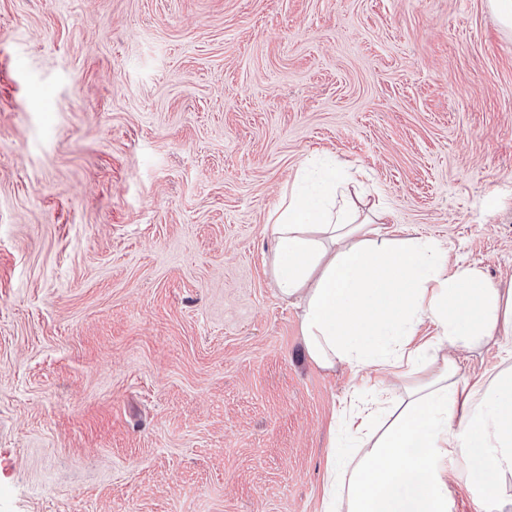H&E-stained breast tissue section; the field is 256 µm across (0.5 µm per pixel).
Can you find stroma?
<instances>
[{"label": "stroma", "instance_id": "1", "mask_svg": "<svg viewBox=\"0 0 512 512\" xmlns=\"http://www.w3.org/2000/svg\"><path fill=\"white\" fill-rule=\"evenodd\" d=\"M512 288L488 0H0V512H322L377 382L311 361L267 224L309 157ZM473 385L512 335L455 354ZM450 512H490L449 456Z\"/></svg>", "mask_w": 512, "mask_h": 512}]
</instances>
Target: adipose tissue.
Returning a JSON list of instances; mask_svg holds the SVG:
<instances>
[{"mask_svg":"<svg viewBox=\"0 0 512 512\" xmlns=\"http://www.w3.org/2000/svg\"><path fill=\"white\" fill-rule=\"evenodd\" d=\"M336 160L310 158L270 211L271 270L301 309L309 358L377 370L408 366L398 415L379 432L376 400L350 415L353 451L329 457L323 512H448L445 462L482 449L491 497L512 499V365L461 388L446 345L512 335V288L474 267L449 269L441 243L382 233L385 211L361 210ZM430 323L434 336L421 339Z\"/></svg>","mask_w":512,"mask_h":512,"instance_id":"adipose-tissue-1","label":"adipose tissue"}]
</instances>
